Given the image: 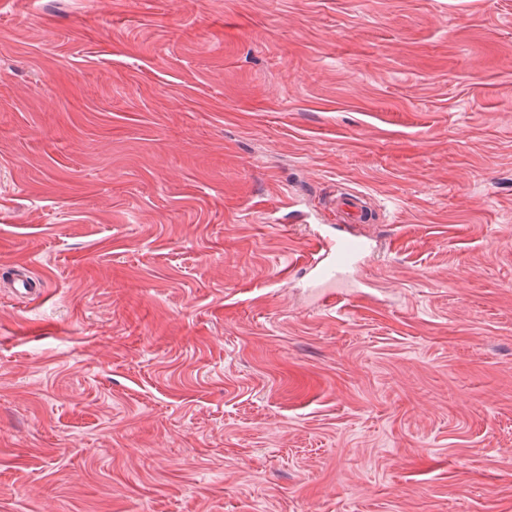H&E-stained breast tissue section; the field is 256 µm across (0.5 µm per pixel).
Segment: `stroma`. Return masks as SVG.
<instances>
[{
	"label": "stroma",
	"instance_id": "35a3bbf8",
	"mask_svg": "<svg viewBox=\"0 0 512 512\" xmlns=\"http://www.w3.org/2000/svg\"><path fill=\"white\" fill-rule=\"evenodd\" d=\"M0 512H512V0H0ZM364 199L360 192H345L333 200L334 208L342 218L341 223L366 224L370 221ZM366 249V243L357 238L323 237V243L315 240L309 269L317 278L338 280L356 264Z\"/></svg>",
	"mask_w": 512,
	"mask_h": 512
}]
</instances>
